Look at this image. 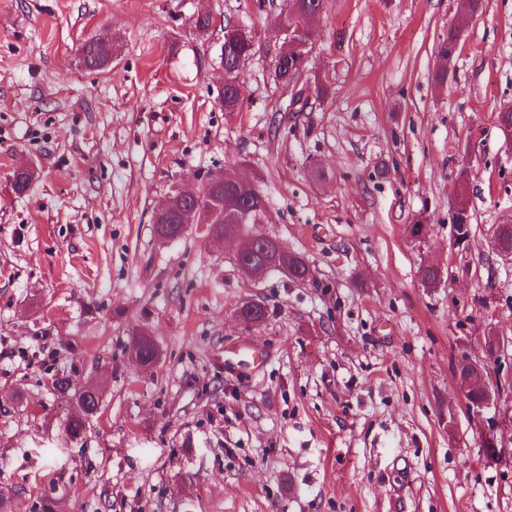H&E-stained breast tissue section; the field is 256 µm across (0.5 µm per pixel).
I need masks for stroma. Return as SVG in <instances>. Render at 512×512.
Wrapping results in <instances>:
<instances>
[{
  "mask_svg": "<svg viewBox=\"0 0 512 512\" xmlns=\"http://www.w3.org/2000/svg\"><path fill=\"white\" fill-rule=\"evenodd\" d=\"M211 29L193 25L200 3ZM283 0H0V489L13 512H512V0H327L291 111ZM251 31L224 111V22ZM462 50L434 85L449 29ZM112 42L111 63L80 60ZM388 166L381 178L377 167ZM35 176L12 188L16 167ZM231 167L264 194L254 235L312 270L243 271L154 214ZM324 171L316 179L315 171ZM466 181L472 237L450 193ZM421 234H413L416 219ZM439 264L426 287L421 265ZM264 303L253 324L238 308ZM158 350L141 365L132 342ZM504 385L470 407L487 332ZM92 383L78 439L54 388ZM470 207L457 210L452 214L453 237L458 244L465 245L472 232V219Z\"/></svg>",
  "mask_w": 512,
  "mask_h": 512,
  "instance_id": "35a3bbf8",
  "label": "stroma"
}]
</instances>
